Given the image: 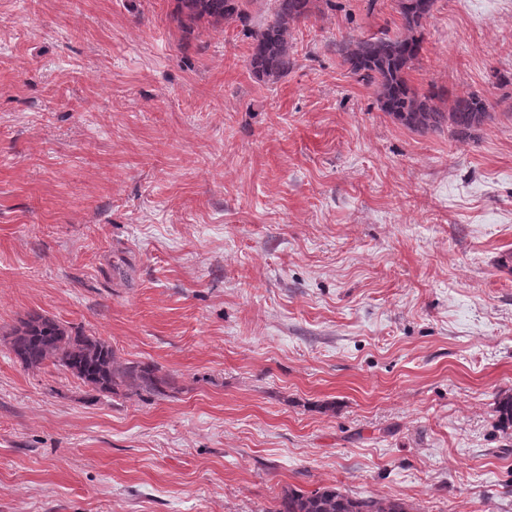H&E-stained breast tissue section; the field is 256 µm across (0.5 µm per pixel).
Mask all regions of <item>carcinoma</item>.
<instances>
[{
  "label": "carcinoma",
  "mask_w": 512,
  "mask_h": 512,
  "mask_svg": "<svg viewBox=\"0 0 512 512\" xmlns=\"http://www.w3.org/2000/svg\"><path fill=\"white\" fill-rule=\"evenodd\" d=\"M257 0H176L181 25L202 21L212 25L233 20L245 25L249 7ZM274 9L253 39L249 66L266 82L288 75L295 65L291 30L321 12L336 8V0H273ZM437 0H397L395 31L385 30L370 38H347L337 43L340 65L346 72L374 88L382 111L418 132L448 129L458 142L475 138V132L491 118L490 104L477 93L444 100V92L432 86L421 92L409 82V71L423 50V29ZM10 349L27 369L47 362L101 391L130 396H167L165 378L154 364L125 362L112 347L94 337L74 332L53 318L33 314L10 333ZM273 512H409L403 504L372 496L350 497L337 488L311 492L289 489Z\"/></svg>",
  "instance_id": "cac0c4a2"
}]
</instances>
